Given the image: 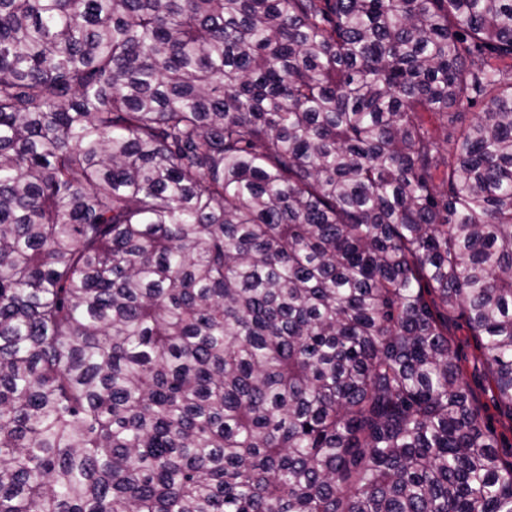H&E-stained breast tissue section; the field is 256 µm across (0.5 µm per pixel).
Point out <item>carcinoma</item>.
<instances>
[{"label": "carcinoma", "mask_w": 512, "mask_h": 512, "mask_svg": "<svg viewBox=\"0 0 512 512\" xmlns=\"http://www.w3.org/2000/svg\"><path fill=\"white\" fill-rule=\"evenodd\" d=\"M458 311L512 410V0H0V512H512Z\"/></svg>", "instance_id": "1"}]
</instances>
